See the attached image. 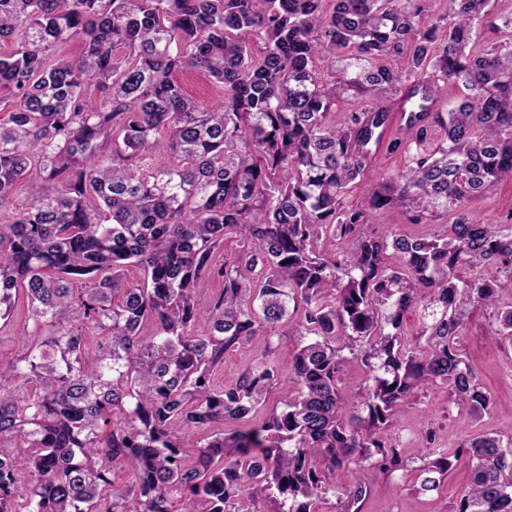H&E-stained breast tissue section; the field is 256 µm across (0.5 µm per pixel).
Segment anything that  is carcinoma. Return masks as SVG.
<instances>
[{
	"mask_svg": "<svg viewBox=\"0 0 512 512\" xmlns=\"http://www.w3.org/2000/svg\"><path fill=\"white\" fill-rule=\"evenodd\" d=\"M424 2L0 0V42L15 44L0 54V212L17 182L30 193L0 224V320L23 299L28 335H46L0 362V512H172L175 496L184 512H257L276 494L279 512H318L324 471L404 467L386 432L418 388L489 408L457 339L468 306L497 305L483 269L512 276V221L471 210L512 179V17L479 47L491 0H448L451 20L426 26ZM73 39L81 54L57 56ZM183 67L223 85L224 102L188 96L173 77ZM450 84L467 94L442 111ZM346 94L357 107L338 125ZM397 95L409 120L393 134ZM383 149L408 164L347 204ZM145 152L158 161L140 165ZM394 207L413 224L449 214L450 233L368 230ZM229 236L240 250L219 260ZM128 263L142 283H121ZM203 278L223 283L206 309ZM411 311L422 343L405 336ZM294 313L297 393L256 425L275 366L260 360L222 389L211 375ZM90 325L103 335L93 361ZM496 335L512 340V306ZM346 350L367 372L349 417ZM465 448L458 512H512V439ZM423 452L420 487L434 491L458 454L430 435ZM367 493L341 488L337 512H360Z\"/></svg>",
	"mask_w": 512,
	"mask_h": 512,
	"instance_id": "1",
	"label": "carcinoma"
}]
</instances>
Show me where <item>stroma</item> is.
<instances>
[{"instance_id": "35a3bbf8", "label": "stroma", "mask_w": 512, "mask_h": 512, "mask_svg": "<svg viewBox=\"0 0 512 512\" xmlns=\"http://www.w3.org/2000/svg\"><path fill=\"white\" fill-rule=\"evenodd\" d=\"M447 217L432 224H413L405 209L397 208L374 214L372 230L377 234L399 233L430 237L442 231ZM27 319L25 303H18L8 321H0V361L11 362L25 352L30 343L23 333ZM498 326L493 309L476 306L469 310L459 346L478 382L491 398L482 415L470 414L454 404L450 389L428 387L417 397L401 403L387 437L400 448L404 469L392 473L365 472L363 478L370 493L361 512H457L461 493L470 474L467 460L456 463L439 490L420 489V450L427 435H435L439 447L455 450L480 432H494L512 439V342L493 341ZM294 337L275 336L273 340L255 337L251 342L229 351L223 365L212 378L217 387L233 384L238 376L261 358H269L279 374V383L255 416L263 421L279 407L285 391L293 389L292 354Z\"/></svg>"}]
</instances>
